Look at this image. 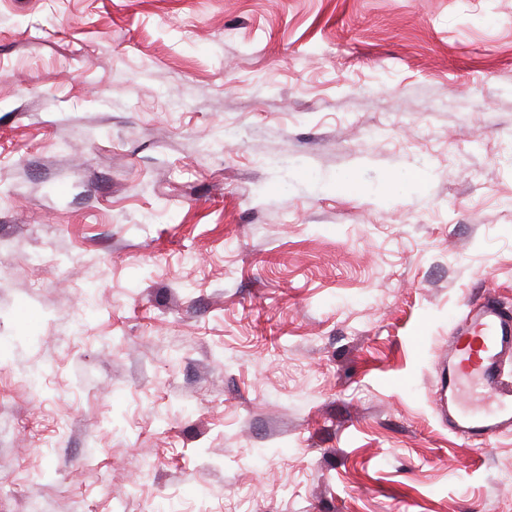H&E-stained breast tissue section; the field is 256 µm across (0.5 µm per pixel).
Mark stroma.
<instances>
[{"mask_svg": "<svg viewBox=\"0 0 512 512\" xmlns=\"http://www.w3.org/2000/svg\"><path fill=\"white\" fill-rule=\"evenodd\" d=\"M485 293L512 0H0V512H512ZM512 355V313L492 299L472 312L448 339L440 402L448 424L468 447L488 445L512 428V384L502 362ZM488 402L485 408L474 404Z\"/></svg>", "mask_w": 512, "mask_h": 512, "instance_id": "1", "label": "stroma"}]
</instances>
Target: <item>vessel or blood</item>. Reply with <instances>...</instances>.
<instances>
[{
    "instance_id": "obj_1",
    "label": "vessel or blood",
    "mask_w": 512,
    "mask_h": 512,
    "mask_svg": "<svg viewBox=\"0 0 512 512\" xmlns=\"http://www.w3.org/2000/svg\"><path fill=\"white\" fill-rule=\"evenodd\" d=\"M512 356V312L488 299L448 339L440 401L448 423L468 446L488 445L512 429V383L502 362Z\"/></svg>"
}]
</instances>
